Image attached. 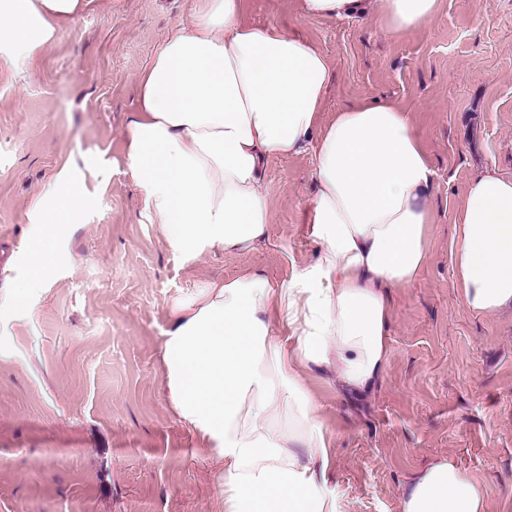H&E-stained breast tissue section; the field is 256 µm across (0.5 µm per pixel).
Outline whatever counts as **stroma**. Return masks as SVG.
I'll return each mask as SVG.
<instances>
[{"label": "stroma", "instance_id": "stroma-1", "mask_svg": "<svg viewBox=\"0 0 512 512\" xmlns=\"http://www.w3.org/2000/svg\"><path fill=\"white\" fill-rule=\"evenodd\" d=\"M195 3L93 0L23 76L0 70L1 300L26 277L29 246L50 237L30 311L0 318V512H219L208 450L167 403L165 333L195 285L249 270L279 281L314 259V158L268 160L272 224L251 252L186 265L143 223L126 165L137 79ZM243 20L326 55L322 122L389 99L410 112L432 169L428 256L389 291L380 382L356 397L310 377L339 512H400L405 482L436 458L488 487L489 512H512V312L464 309L450 272L468 179L486 166L512 177V0H440L395 38L372 17H301L297 0H247ZM65 165L88 202L49 234L27 213Z\"/></svg>", "mask_w": 512, "mask_h": 512}]
</instances>
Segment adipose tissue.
<instances>
[{"label":"adipose tissue","mask_w":512,"mask_h":512,"mask_svg":"<svg viewBox=\"0 0 512 512\" xmlns=\"http://www.w3.org/2000/svg\"><path fill=\"white\" fill-rule=\"evenodd\" d=\"M440 0H298L306 18L376 16L399 36ZM86 0H0V65L22 75ZM244 0H196L138 78L127 129L128 170L142 216L185 263L247 253L268 236L264 166L305 151L317 185L309 215L316 257L274 281L258 272L215 279L180 300L165 333L163 378L173 412L209 450L224 512H337L330 444L308 373L336 390L370 391L389 359L388 291L418 277L434 221L432 170L408 112L388 100L318 115L329 60L275 26L243 23ZM86 202L70 167L33 200L32 223ZM44 241L5 300L22 316L46 273ZM451 279L475 314L512 308V177L486 167L455 215ZM489 490L447 459L407 486L401 512H488Z\"/></svg>","instance_id":"ef3b65f1"}]
</instances>
